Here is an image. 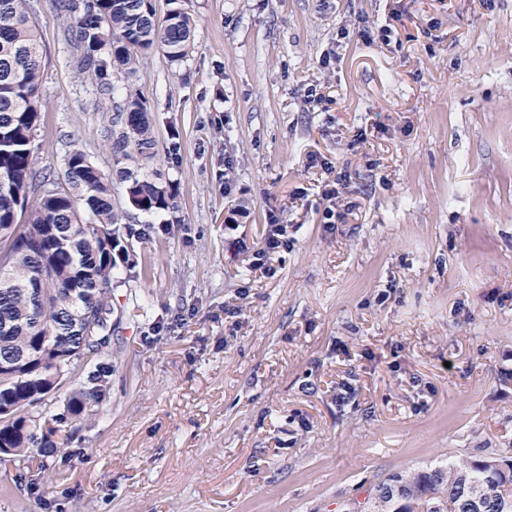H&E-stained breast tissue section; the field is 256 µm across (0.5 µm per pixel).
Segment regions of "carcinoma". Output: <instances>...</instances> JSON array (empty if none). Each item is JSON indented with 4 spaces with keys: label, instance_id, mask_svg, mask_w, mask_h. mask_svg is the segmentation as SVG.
Instances as JSON below:
<instances>
[{
    "label": "carcinoma",
    "instance_id": "cac0c4a2",
    "mask_svg": "<svg viewBox=\"0 0 512 512\" xmlns=\"http://www.w3.org/2000/svg\"><path fill=\"white\" fill-rule=\"evenodd\" d=\"M26 0H0V462L18 470L54 456L96 418L109 398L112 363L99 361L112 337V273L138 276L134 243L169 226L125 222L114 180L130 205L167 210L173 192L126 167L106 174L80 149L66 155L65 180L43 172L33 146L42 111L43 51ZM57 0L65 41L80 50L77 77L109 96L111 75L135 72L162 50L173 63L193 49L194 20L172 9L158 21L153 0ZM116 163L155 156L147 105L128 94L110 116ZM107 315L95 339L85 312ZM370 512H512V465L460 459L446 468L393 474Z\"/></svg>",
    "mask_w": 512,
    "mask_h": 512
}]
</instances>
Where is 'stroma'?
Here are the masks:
<instances>
[{"instance_id":"stroma-1","label":"stroma","mask_w":512,"mask_h":512,"mask_svg":"<svg viewBox=\"0 0 512 512\" xmlns=\"http://www.w3.org/2000/svg\"><path fill=\"white\" fill-rule=\"evenodd\" d=\"M192 52L76 75L56 0L35 147L103 171L127 92L175 190L130 209L174 235L113 275L112 393L37 497L0 463V512H356L395 473L512 463V0H155ZM390 27V44L361 29ZM348 37H341V30ZM355 207L326 228L337 176ZM296 227L252 266L270 216Z\"/></svg>"}]
</instances>
